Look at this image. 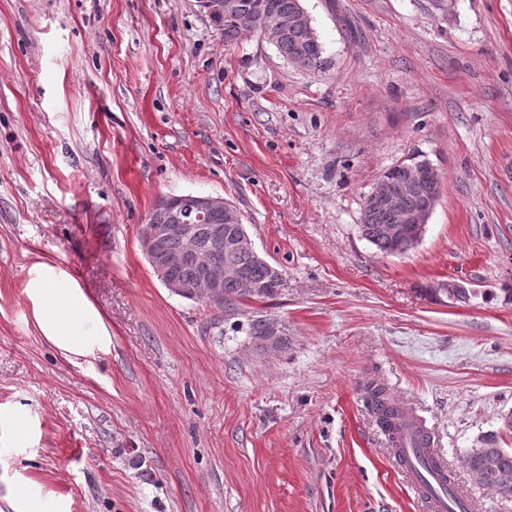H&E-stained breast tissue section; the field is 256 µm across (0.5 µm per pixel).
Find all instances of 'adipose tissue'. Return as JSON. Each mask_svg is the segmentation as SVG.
<instances>
[{"instance_id": "ef3b65f1", "label": "adipose tissue", "mask_w": 512, "mask_h": 512, "mask_svg": "<svg viewBox=\"0 0 512 512\" xmlns=\"http://www.w3.org/2000/svg\"><path fill=\"white\" fill-rule=\"evenodd\" d=\"M33 321L65 358L109 352L112 333L78 279L58 266L33 265L25 285ZM32 418L24 407L0 406V453L24 447ZM0 512H67L65 498L10 469L0 470Z\"/></svg>"}]
</instances>
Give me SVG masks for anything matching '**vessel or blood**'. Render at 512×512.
<instances>
[{"label": "vessel or blood", "instance_id": "1", "mask_svg": "<svg viewBox=\"0 0 512 512\" xmlns=\"http://www.w3.org/2000/svg\"><path fill=\"white\" fill-rule=\"evenodd\" d=\"M394 434L392 454L406 482L415 490L429 512H447L449 498L470 506L462 490H451L448 464L437 448L435 438L427 434L428 426L418 415L402 413Z\"/></svg>", "mask_w": 512, "mask_h": 512}]
</instances>
